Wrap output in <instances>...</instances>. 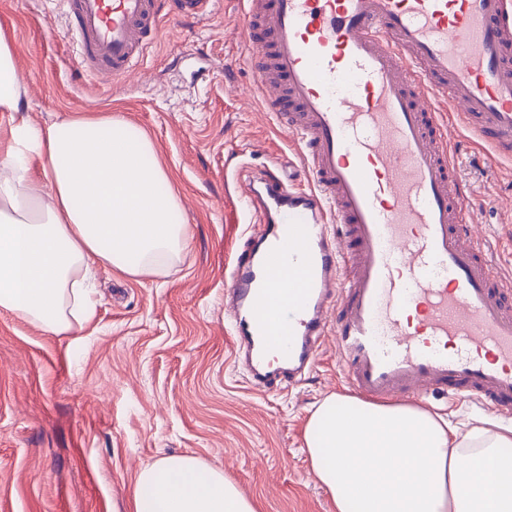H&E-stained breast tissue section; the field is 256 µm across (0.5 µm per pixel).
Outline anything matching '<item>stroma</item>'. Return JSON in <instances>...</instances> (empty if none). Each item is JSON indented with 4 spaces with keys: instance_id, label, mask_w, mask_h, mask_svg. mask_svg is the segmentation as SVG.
<instances>
[{
    "instance_id": "obj_1",
    "label": "stroma",
    "mask_w": 512,
    "mask_h": 512,
    "mask_svg": "<svg viewBox=\"0 0 512 512\" xmlns=\"http://www.w3.org/2000/svg\"><path fill=\"white\" fill-rule=\"evenodd\" d=\"M14 45L23 111L0 128H43L72 114L123 118L157 145L191 235L164 274L95 266L92 321L54 336L0 311V512H130L139 471L163 456L220 468L261 512H334L303 450L305 424L331 394L349 393L333 346L293 389L251 388L224 328L225 270L246 248L251 216L224 167L261 171L294 156L256 93L253 49L238 0L208 18H171L131 75L100 82L76 60L57 0H0ZM247 142L250 155L226 160ZM455 177L486 237L512 230V160L462 149Z\"/></svg>"
}]
</instances>
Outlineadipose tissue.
Instances as JSON below:
<instances>
[{"label":"adipose tissue","instance_id":"1","mask_svg":"<svg viewBox=\"0 0 512 512\" xmlns=\"http://www.w3.org/2000/svg\"><path fill=\"white\" fill-rule=\"evenodd\" d=\"M156 145L128 122L78 114L0 136V310L61 335L89 321L100 263L129 276L171 267L189 245L163 191ZM312 471L336 512H512V427L458 434L411 405L331 395L304 430ZM131 512H260L223 470L191 456L139 472Z\"/></svg>","mask_w":512,"mask_h":512}]
</instances>
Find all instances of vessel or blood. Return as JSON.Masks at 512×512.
<instances>
[{
	"mask_svg": "<svg viewBox=\"0 0 512 512\" xmlns=\"http://www.w3.org/2000/svg\"><path fill=\"white\" fill-rule=\"evenodd\" d=\"M78 61L127 79L214 0H64ZM258 90L302 168L241 186L253 243L224 321L249 382L302 381L332 341L372 402L435 393L512 418V271L454 178L451 130L512 159V0H245Z\"/></svg>",
	"mask_w": 512,
	"mask_h": 512,
	"instance_id": "vessel-or-blood-1",
	"label": "vessel or blood"
}]
</instances>
